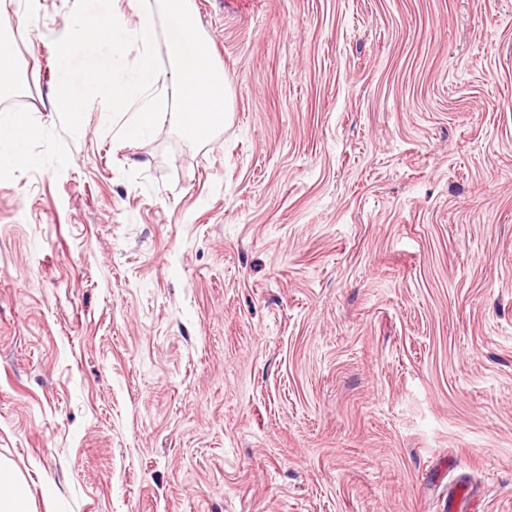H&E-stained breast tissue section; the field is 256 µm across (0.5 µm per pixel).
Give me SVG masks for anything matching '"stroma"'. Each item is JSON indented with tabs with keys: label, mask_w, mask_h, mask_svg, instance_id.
I'll list each match as a JSON object with an SVG mask.
<instances>
[{
	"label": "stroma",
	"mask_w": 512,
	"mask_h": 512,
	"mask_svg": "<svg viewBox=\"0 0 512 512\" xmlns=\"http://www.w3.org/2000/svg\"><path fill=\"white\" fill-rule=\"evenodd\" d=\"M0 0V461L33 512H512V0H192L196 146L52 109ZM31 133L29 124L20 118H16L8 127L0 126V162H18L22 158L17 153H7L5 146L16 141H21Z\"/></svg>",
	"instance_id": "35a3bbf8"
}]
</instances>
